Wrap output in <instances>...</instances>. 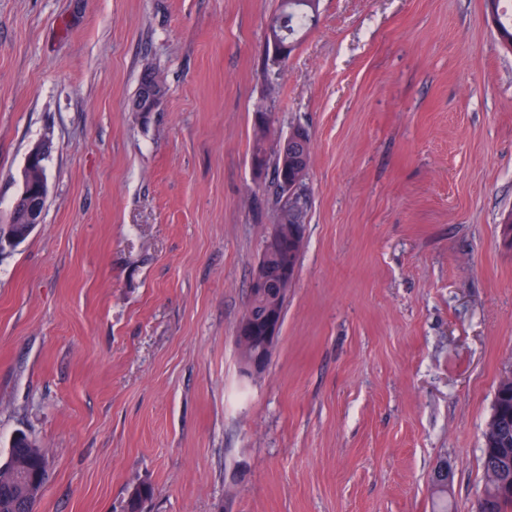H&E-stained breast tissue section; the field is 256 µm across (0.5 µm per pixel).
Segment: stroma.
<instances>
[{"label": "stroma", "instance_id": "35a3bbf8", "mask_svg": "<svg viewBox=\"0 0 512 512\" xmlns=\"http://www.w3.org/2000/svg\"><path fill=\"white\" fill-rule=\"evenodd\" d=\"M279 0H0V214L49 139L43 222L0 256V458L35 512H451L512 372V49L484 0H320L274 80ZM168 93L131 103L145 70ZM306 131L304 249L271 359L236 326L275 222L253 114ZM280 35L278 29H269L268 34H265L267 41L275 39ZM292 48V43L280 42L278 40L266 42L265 41V58L268 64V75L270 77L275 76L282 70V66L288 60V54ZM266 60L264 59V73H266ZM148 75H154L160 80L159 83H157V86H158L159 90L162 92V94L164 96H166L167 86H166L164 79L158 73H156L154 71H149V72H145L143 74V76L141 77L139 87H138L135 97H137L140 94L141 89L143 88V83H142L143 77L144 76L147 77ZM148 84H149V78L147 79V82L144 86L145 88H150L149 91L144 93L141 96H138L132 102V111H135V112H155V111H157V109L160 105V101L162 100V96L160 93L157 92V89L154 85H152V84L148 85ZM47 452L24 433L11 441L0 461V512H33L49 477L43 467ZM434 483L446 481L450 482V473L448 465L443 462H437L432 471ZM430 483V491L433 499V512H448V486H441Z\"/></svg>", "mask_w": 512, "mask_h": 512}]
</instances>
